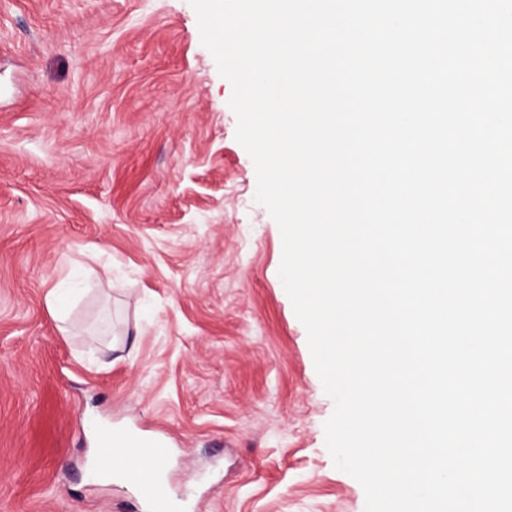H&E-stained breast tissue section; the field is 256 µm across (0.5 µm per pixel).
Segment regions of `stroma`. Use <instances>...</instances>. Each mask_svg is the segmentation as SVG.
Here are the masks:
<instances>
[{
	"instance_id": "stroma-1",
	"label": "stroma",
	"mask_w": 512,
	"mask_h": 512,
	"mask_svg": "<svg viewBox=\"0 0 512 512\" xmlns=\"http://www.w3.org/2000/svg\"><path fill=\"white\" fill-rule=\"evenodd\" d=\"M231 94L189 0H0V512H147L92 421L183 512H364ZM95 439L99 448L98 464L102 470H110L122 460L146 456L164 448L162 442L138 436L128 429L112 427V423H98L95 426ZM133 437L136 438L133 440ZM139 459L123 462V467H133Z\"/></svg>"
}]
</instances>
